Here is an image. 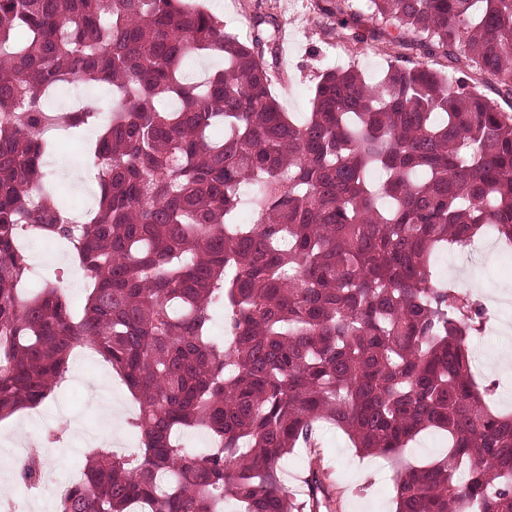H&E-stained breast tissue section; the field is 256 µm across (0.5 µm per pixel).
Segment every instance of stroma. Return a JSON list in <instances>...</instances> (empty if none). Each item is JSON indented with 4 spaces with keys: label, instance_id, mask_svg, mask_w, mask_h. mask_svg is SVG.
I'll return each mask as SVG.
<instances>
[{
    "label": "stroma",
    "instance_id": "stroma-1",
    "mask_svg": "<svg viewBox=\"0 0 512 512\" xmlns=\"http://www.w3.org/2000/svg\"><path fill=\"white\" fill-rule=\"evenodd\" d=\"M210 10L224 21L226 29L239 36H248L252 17L270 16L281 28V41L267 67L271 89L284 111L302 113L309 109L310 93L324 66L334 62L358 66L368 78H375L387 67V57L380 43H356L338 35L334 18L323 15V0H206ZM26 255L41 254L47 272L62 274V288L72 306L83 305L86 297L84 279L72 276L74 263L64 245L46 252L44 242L28 238L24 241ZM455 251L444 252L437 262L434 276L441 283H457L465 279L478 301L484 302L503 293L512 294V270H507L498 255L485 257L482 264L466 271L453 265ZM471 347L478 360L477 378L491 384L497 409L512 412V334L477 336ZM105 382L107 395L113 403L126 407L134 399L106 361L95 364L94 373H87L82 364L72 363L62 387L40 407L38 416L30 412L14 414L0 420V452L25 457L15 436L17 427L40 431L59 430L57 451L45 455L47 473L77 478L75 464L87 449L70 424L60 423V409H68L74 419L89 418L106 423L104 406L91 392L96 382ZM321 455L334 473L330 490V512H395L393 471L387 460L359 455L348 437L336 428L323 427L319 434ZM8 488L16 501V512H55L56 488L26 491L12 475L0 476V488Z\"/></svg>",
    "mask_w": 512,
    "mask_h": 512
}]
</instances>
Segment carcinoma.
Returning <instances> with one entry per match:
<instances>
[{
  "mask_svg": "<svg viewBox=\"0 0 512 512\" xmlns=\"http://www.w3.org/2000/svg\"><path fill=\"white\" fill-rule=\"evenodd\" d=\"M365 6L398 34L357 13L336 24L384 40L394 61L376 83L327 66L298 118L271 93L279 27L264 17L242 40L202 0H0V419L43 404L80 347L139 404L136 453L89 452L56 512H224L227 498L239 512H321L325 469L309 467L299 495L281 476L319 423L388 459L428 429L447 434L442 458L396 470L395 512H512V414L471 369L484 309L431 274L441 250L491 228L512 250V114L400 53L463 58L512 97V0ZM191 54L224 67L188 82ZM74 83L110 98L46 106ZM89 127L99 200L74 219L42 160ZM23 234L70 246L82 312L32 279ZM187 429L212 448L180 447ZM43 473L30 453L16 477Z\"/></svg>",
  "mask_w": 512,
  "mask_h": 512,
  "instance_id": "1",
  "label": "carcinoma"
}]
</instances>
